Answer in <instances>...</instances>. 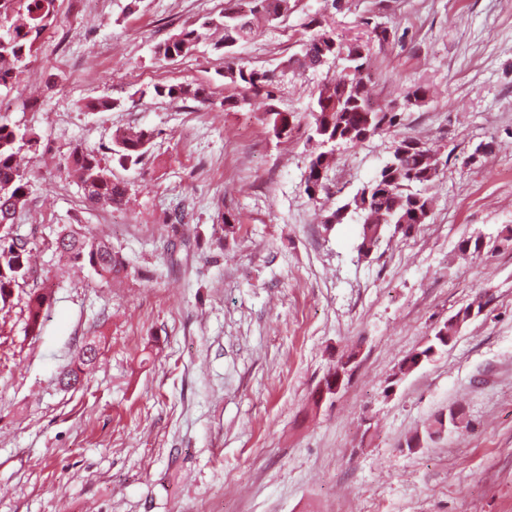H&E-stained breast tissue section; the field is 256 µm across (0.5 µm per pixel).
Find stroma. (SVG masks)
Instances as JSON below:
<instances>
[{"label": "stroma", "instance_id": "stroma-1", "mask_svg": "<svg viewBox=\"0 0 512 512\" xmlns=\"http://www.w3.org/2000/svg\"><path fill=\"white\" fill-rule=\"evenodd\" d=\"M224 0H57V23L0 110L37 137L29 200L15 218L35 253L0 306V512H512V0H295L260 24L235 64L274 73L275 106L300 118L275 137L264 106H229L238 88L206 32L157 60L158 41L198 26ZM371 50L369 88L425 106L400 133L451 150L427 223L359 257L361 220L325 230L330 209L389 159L397 134L336 149L328 193L306 195L318 144L303 122L338 77L286 67L310 17ZM387 27L378 43L373 26ZM200 84L206 100L158 84ZM110 96L117 106L90 110ZM153 131L137 166L113 162L118 129ZM493 143L492 154L477 153ZM98 151L128 185L118 209L90 206L67 170L75 146ZM237 218L226 230L221 216ZM106 238L128 263L106 283L61 257V227ZM483 236L477 258L459 242ZM51 295L39 334L30 292ZM487 293L490 305L444 352L390 376L436 327ZM100 355L81 387L57 378L88 339ZM355 354L336 395L319 386ZM462 423L408 448L436 416Z\"/></svg>", "mask_w": 512, "mask_h": 512}]
</instances>
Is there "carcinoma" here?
<instances>
[{"instance_id":"1","label":"carcinoma","mask_w":512,"mask_h":512,"mask_svg":"<svg viewBox=\"0 0 512 512\" xmlns=\"http://www.w3.org/2000/svg\"><path fill=\"white\" fill-rule=\"evenodd\" d=\"M292 9L290 0H226L224 11L207 18L200 29H220L223 39L215 48L229 58L234 49L255 34V21L262 18L268 22L278 20ZM57 20L55 0H0V87L18 81L36 51V44L43 32ZM309 26L316 32L303 41L299 51L289 56L288 68L293 70H315L332 59L342 63V74L323 85L310 110L311 131L322 146L330 145L328 151L314 152L308 162V177L305 193L318 200L325 190L319 180L322 172L331 165V158L338 145L357 144L354 132L365 123H370L372 134L390 131L401 124V113L390 105L372 102L369 81L370 48L359 42L343 43L336 35L320 28V21L313 18ZM202 33L199 29L184 30L153 46V55L165 61L190 54ZM227 82L243 87L249 95L234 100L231 105L252 104L253 99L267 100L264 119L278 138H287L294 129V116L279 111L275 105L272 77L265 71L247 69L243 66L227 65L224 69ZM158 96H184L195 99L202 90L189 84L154 87ZM406 104L419 107L429 99L428 88L422 85L409 87L404 95ZM153 132L140 129L117 130L112 135V160L120 166L137 165L148 152ZM35 144V134L28 129L11 124L0 115V302L6 303L13 288L31 271V248L11 231L15 215L27 201L30 173L19 162L20 154ZM447 161L437 148L421 140L404 136L396 141L390 158L373 179V185H363L352 197L330 211L325 230L341 224L353 214L362 220L361 241H370V247L360 246L358 253L366 258L377 250L386 228L405 235L418 225L426 223L432 208L430 190L442 166ZM77 173L85 199L92 205L118 208L126 203L127 186L112 179V174L102 166L98 153L91 149L76 148L67 162ZM56 249L76 265L87 266L102 280L108 282L127 274L126 260L105 239L91 232L81 234L70 230L55 241ZM486 247L482 237H469L459 243V250L475 257L481 256ZM50 295L38 290L31 293L27 302L26 331L36 334L42 325L43 312L49 306ZM485 303L477 302V308L468 305L446 320L435 330L429 344L421 350L425 354L433 349L445 347L443 335L456 333L459 325L483 312ZM98 355L95 341L89 340L80 348L78 363L63 372L60 383L72 387L81 382L94 364ZM459 421L446 415L436 417L425 431L431 439L455 427Z\"/></svg>"}]
</instances>
